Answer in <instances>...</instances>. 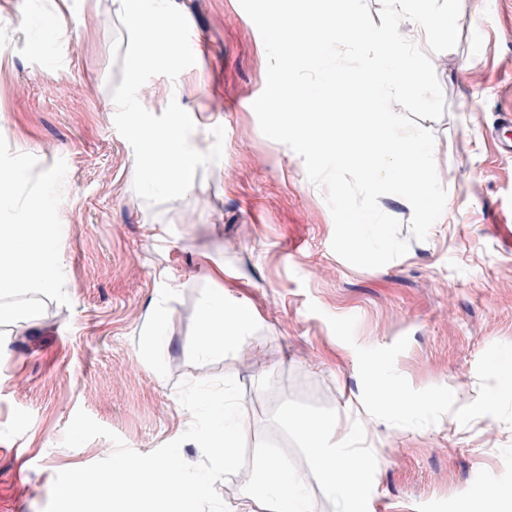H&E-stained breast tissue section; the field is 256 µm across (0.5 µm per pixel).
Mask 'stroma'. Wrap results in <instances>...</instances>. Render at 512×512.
<instances>
[{"mask_svg": "<svg viewBox=\"0 0 512 512\" xmlns=\"http://www.w3.org/2000/svg\"><path fill=\"white\" fill-rule=\"evenodd\" d=\"M174 4L198 64L151 79L139 100L206 115L192 146L209 150L220 126L224 149L197 168L192 196L151 206L110 107L129 46L113 0H0V168L27 152L17 191L52 198L63 257L55 291L0 298L25 307L0 323V512H44L57 472L112 452L104 438L62 445L77 410L148 453L192 421L179 383L225 375L243 389L248 427L246 467L215 484L229 512L270 456L302 478L314 512H336L294 428L301 415L335 419L340 445L361 433L375 460L365 512H457L472 497L499 512L476 494L483 481L512 485L500 371L512 363V152L492 138L512 105V0H432L436 16L456 14L424 47L445 109L421 122L449 204L417 241L409 202L379 197L410 247L372 269L333 252L323 189L260 131L267 56L239 0ZM219 288L254 320L240 347L203 356L199 312ZM374 371L419 410L399 418L374 400Z\"/></svg>", "mask_w": 512, "mask_h": 512, "instance_id": "1", "label": "stroma"}]
</instances>
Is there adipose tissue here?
<instances>
[{
	"label": "adipose tissue",
	"mask_w": 512,
	"mask_h": 512,
	"mask_svg": "<svg viewBox=\"0 0 512 512\" xmlns=\"http://www.w3.org/2000/svg\"><path fill=\"white\" fill-rule=\"evenodd\" d=\"M49 207L44 198L25 202L22 222L16 225L14 233L0 232V265L14 270L10 293L49 291L56 285L61 256L50 225L42 220ZM252 321L253 313L248 306L240 304L225 311L223 292L213 293L200 313L201 352L220 354L226 347L242 343ZM296 430L324 475L325 494L341 498V512H363V492L373 467L372 458H353L338 448L333 440L334 421L302 418L297 420ZM243 498L249 502L267 501L269 512H310L300 477L289 472L287 464L281 461H268L257 484L245 489Z\"/></svg>",
	"instance_id": "obj_1"
}]
</instances>
